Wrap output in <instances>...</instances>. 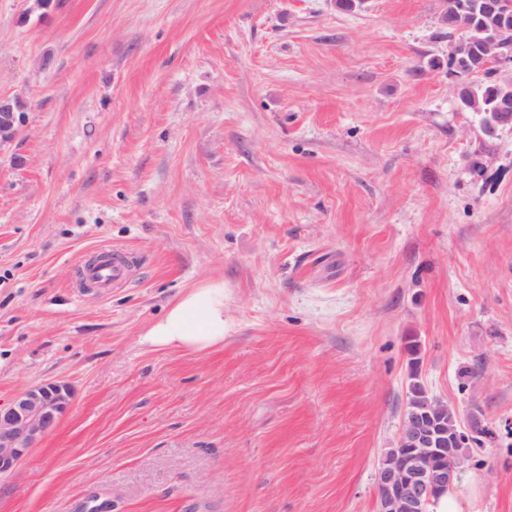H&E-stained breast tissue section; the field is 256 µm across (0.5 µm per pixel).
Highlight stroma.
Returning <instances> with one entry per match:
<instances>
[{"mask_svg":"<svg viewBox=\"0 0 512 512\" xmlns=\"http://www.w3.org/2000/svg\"><path fill=\"white\" fill-rule=\"evenodd\" d=\"M0 0V404L68 383L0 512H375L406 345L512 512V129L461 111L446 0ZM52 54L51 70L39 68ZM134 257L104 295L92 253ZM224 286V342L144 335ZM26 112L14 108L10 97H0V153L9 149L20 135Z\"/></svg>","mask_w":512,"mask_h":512,"instance_id":"obj_1","label":"stroma"}]
</instances>
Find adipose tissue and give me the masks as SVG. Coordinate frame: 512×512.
Instances as JSON below:
<instances>
[{"label": "adipose tissue", "mask_w": 512, "mask_h": 512, "mask_svg": "<svg viewBox=\"0 0 512 512\" xmlns=\"http://www.w3.org/2000/svg\"><path fill=\"white\" fill-rule=\"evenodd\" d=\"M147 343L203 352L224 342V287L212 283L186 293L148 329Z\"/></svg>", "instance_id": "1"}]
</instances>
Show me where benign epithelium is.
Listing matches in <instances>:
<instances>
[{"label":"benign epithelium","mask_w":512,"mask_h":512,"mask_svg":"<svg viewBox=\"0 0 512 512\" xmlns=\"http://www.w3.org/2000/svg\"><path fill=\"white\" fill-rule=\"evenodd\" d=\"M478 6L491 17L508 15L506 0H479ZM502 33L503 29L495 27L482 39L480 53L485 62L512 57ZM477 113L489 137L512 128V78L500 84L493 108ZM25 116L14 108L11 98L0 97V152L16 141ZM408 389L423 391L427 399L420 404L406 403L397 444L382 453L375 476L376 512H429L433 498L455 487L467 459L459 455L451 464H443L448 448L470 440L483 428L477 414L465 429L443 423L441 415L447 404L429 396L419 374L410 379ZM71 402L67 383L46 381L29 387L8 406H0V478L11 473L56 427Z\"/></svg>","instance_id":"obj_1"}]
</instances>
